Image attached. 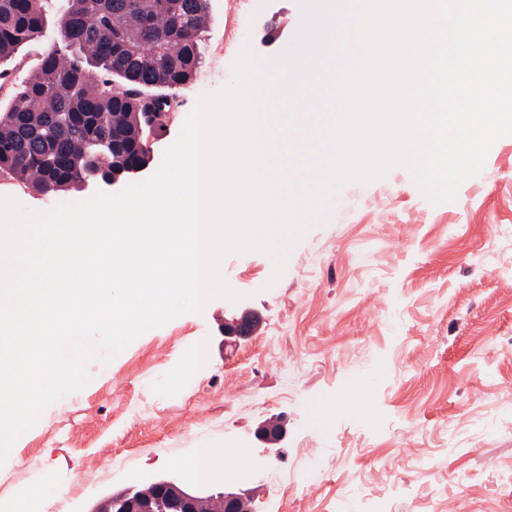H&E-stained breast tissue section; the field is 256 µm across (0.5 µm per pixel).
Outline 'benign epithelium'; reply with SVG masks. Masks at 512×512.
I'll return each mask as SVG.
<instances>
[{
    "instance_id": "7a95c632",
    "label": "benign epithelium",
    "mask_w": 512,
    "mask_h": 512,
    "mask_svg": "<svg viewBox=\"0 0 512 512\" xmlns=\"http://www.w3.org/2000/svg\"><path fill=\"white\" fill-rule=\"evenodd\" d=\"M153 139L154 136H149L139 149L142 159L127 164L118 172H112L110 178H100L101 171L96 168L84 170L81 175L82 185L86 188L102 184L114 187L145 170L153 158ZM258 323L259 316L247 310L224 322V340H246L253 335ZM284 433L282 422L270 421L258 428L257 438L267 445L268 453L278 455L281 449L277 445L283 440ZM147 485L149 490L146 493L140 490V485L135 484L119 494L105 497L89 512H200L204 501L216 495L219 496L222 512H245V503L248 501L243 493L224 490L217 494L209 488L195 484L184 474L179 477H155Z\"/></svg>"
}]
</instances>
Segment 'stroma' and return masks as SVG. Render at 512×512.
Listing matches in <instances>:
<instances>
[{
    "instance_id": "stroma-1",
    "label": "stroma",
    "mask_w": 512,
    "mask_h": 512,
    "mask_svg": "<svg viewBox=\"0 0 512 512\" xmlns=\"http://www.w3.org/2000/svg\"><path fill=\"white\" fill-rule=\"evenodd\" d=\"M307 3L208 0L202 62L174 94L150 170L197 97L230 81L243 47L263 74L295 65ZM62 9L46 0L42 37L0 67L1 107L58 48ZM90 195H39L0 174V196L31 209ZM273 270L262 252L228 256L242 300H212L91 364V382L50 405L0 466V512L23 500L28 512H90L136 480L190 471L200 448L248 449L232 487L254 512H337L349 499L366 512H512V136L452 202L431 205L401 166L343 186L280 279ZM246 310L260 318L253 336L225 343V320ZM200 340L207 361L196 364ZM362 376L374 379L364 419L348 385ZM273 420L286 428L278 456L255 436ZM310 459L323 481L290 483ZM49 476L57 496L33 497Z\"/></svg>"
}]
</instances>
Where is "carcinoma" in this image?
I'll use <instances>...</instances> for the list:
<instances>
[{"mask_svg": "<svg viewBox=\"0 0 512 512\" xmlns=\"http://www.w3.org/2000/svg\"><path fill=\"white\" fill-rule=\"evenodd\" d=\"M207 0H68L57 30L64 53H45L0 111V172L53 195L81 188L98 145L132 150L170 92L192 85L201 63ZM44 0H0V63L38 39Z\"/></svg>", "mask_w": 512, "mask_h": 512, "instance_id": "obj_1", "label": "carcinoma"}]
</instances>
